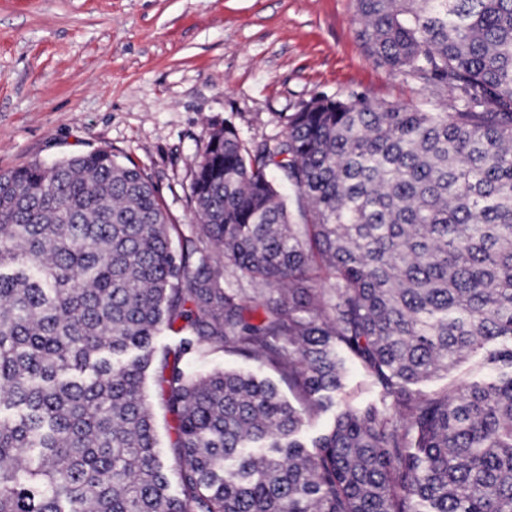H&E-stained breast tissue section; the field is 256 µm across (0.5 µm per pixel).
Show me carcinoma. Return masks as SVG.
<instances>
[{"mask_svg":"<svg viewBox=\"0 0 512 512\" xmlns=\"http://www.w3.org/2000/svg\"><path fill=\"white\" fill-rule=\"evenodd\" d=\"M356 10L369 55L453 111L323 97L273 145L213 131L195 245L108 150L0 173V512H512V0ZM179 321L155 369L174 494L146 380ZM498 338L496 380L417 388ZM218 349L294 401L186 370ZM350 366L380 401L307 447ZM335 413L336 407L334 406L314 412L303 430V440L310 444L313 438L327 430L333 422Z\"/></svg>","mask_w":512,"mask_h":512,"instance_id":"1","label":"carcinoma"}]
</instances>
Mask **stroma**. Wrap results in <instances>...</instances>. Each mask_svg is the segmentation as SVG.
Here are the masks:
<instances>
[{"label":"stroma","instance_id":"35a3bbf8","mask_svg":"<svg viewBox=\"0 0 512 512\" xmlns=\"http://www.w3.org/2000/svg\"><path fill=\"white\" fill-rule=\"evenodd\" d=\"M355 95L451 109L448 91L368 55L355 0H0V173L111 150L182 238L199 227L191 184L212 130L271 143L313 99ZM148 392L174 484L172 422Z\"/></svg>","mask_w":512,"mask_h":512}]
</instances>
